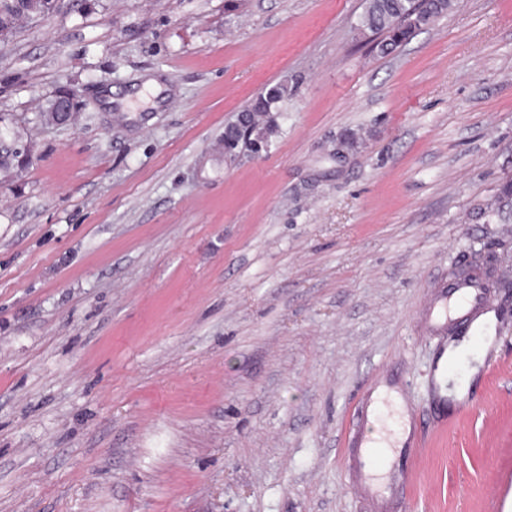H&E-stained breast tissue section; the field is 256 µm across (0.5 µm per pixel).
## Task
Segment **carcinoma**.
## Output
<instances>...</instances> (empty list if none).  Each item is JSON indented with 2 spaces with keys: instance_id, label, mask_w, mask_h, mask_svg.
I'll return each instance as SVG.
<instances>
[{
  "instance_id": "1",
  "label": "carcinoma",
  "mask_w": 512,
  "mask_h": 512,
  "mask_svg": "<svg viewBox=\"0 0 512 512\" xmlns=\"http://www.w3.org/2000/svg\"><path fill=\"white\" fill-rule=\"evenodd\" d=\"M457 0H368L361 18L360 33L370 32L379 36L375 48L389 54L405 42L412 33L428 26L452 11ZM47 10L43 0H0V25L10 23L15 31L22 20L33 18ZM288 95V85L270 87L248 108L252 119L247 127L229 130L224 139V149L232 151L244 144L257 152L268 144L276 125L265 119L271 105ZM486 210L496 215L505 224L512 223V179L501 183L494 200Z\"/></svg>"
}]
</instances>
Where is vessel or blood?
I'll use <instances>...</instances> for the list:
<instances>
[{
    "instance_id": "1",
    "label": "vessel or blood",
    "mask_w": 512,
    "mask_h": 512,
    "mask_svg": "<svg viewBox=\"0 0 512 512\" xmlns=\"http://www.w3.org/2000/svg\"><path fill=\"white\" fill-rule=\"evenodd\" d=\"M431 297L420 314L423 335L443 336L452 325H472L486 314L494 298L487 283L477 274L459 279L438 277ZM405 379L380 376L365 390L354 409L355 422L347 434L346 462L349 482L358 492L366 512H401L407 481L422 442L424 427L417 412L405 407L404 438L393 441L386 418L375 403L381 395L396 392L405 397Z\"/></svg>"
}]
</instances>
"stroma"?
<instances>
[{
    "mask_svg": "<svg viewBox=\"0 0 512 512\" xmlns=\"http://www.w3.org/2000/svg\"><path fill=\"white\" fill-rule=\"evenodd\" d=\"M366 0H58L0 41V512H363L389 371L426 418L404 512H512V0L382 56ZM159 94L136 99L149 79ZM284 83L254 153L224 132ZM82 96L42 121L61 87ZM362 130L356 151L336 140ZM482 259L496 353L436 423L435 278ZM486 210L503 221L502 224L512 223V179L501 183L494 200L487 205Z\"/></svg>",
    "mask_w": 512,
    "mask_h": 512,
    "instance_id": "35a3bbf8",
    "label": "stroma"
}]
</instances>
